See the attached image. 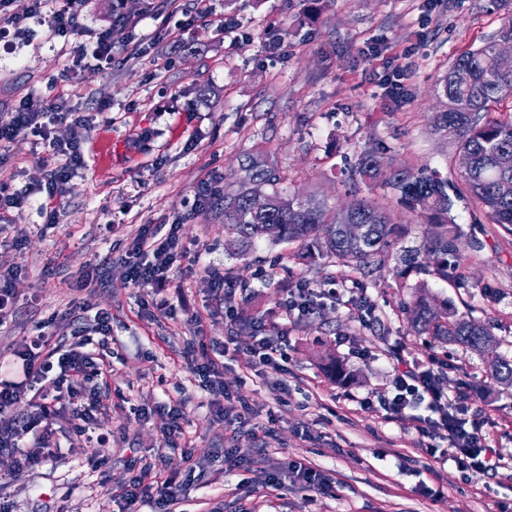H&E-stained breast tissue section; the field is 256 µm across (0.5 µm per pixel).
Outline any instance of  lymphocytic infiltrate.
Wrapping results in <instances>:
<instances>
[{"mask_svg": "<svg viewBox=\"0 0 512 512\" xmlns=\"http://www.w3.org/2000/svg\"><path fill=\"white\" fill-rule=\"evenodd\" d=\"M81 2L62 0L51 9L47 0H30L28 9L20 15L7 12L6 0H0V35L24 39L27 23L32 20L45 27L48 41L70 39L65 71L69 79L86 64L111 65L115 60L112 30L131 27L132 22L125 16H115L112 29L99 31L92 40L74 42ZM64 122L69 123L71 133L61 140L52 128ZM86 131V125L71 119L62 105L30 96L22 97L7 116H0V152L19 135L36 137L44 148L40 161L49 169V180L43 187L0 184L1 224L10 223L13 211L23 209L36 194L46 193L51 200L63 195L68 182L87 165ZM177 233L174 224L166 230L158 224L143 225L129 256L122 261L126 278L136 287L149 289L152 295H161L171 288L170 270L175 257L181 256L190 259L192 265H203L211 300L223 305L227 298L223 272L202 264L201 252L180 247ZM73 335V342L65 345L54 341L51 333L37 329L17 342L12 363L0 367V453L10 456L14 467L33 468L53 458L50 437L62 417L77 436L104 449L111 446V431L104 429L94 415L102 403L101 395L86 391L87 383L111 374L107 351L112 336L111 314L96 312L93 319L76 327ZM24 400L31 410L17 415L16 407ZM465 400L462 393L449 396L433 366L408 362L395 369L390 391L373 400L362 399L361 406L388 419L415 417L417 432L429 440L428 455L453 461L459 471L475 477L496 473L504 461L489 448L483 426L476 415L470 414ZM423 403L431 409V416H416V409ZM180 492L174 476L153 474L147 466L131 482L120 486L118 497L124 501L126 512H137V505L146 498H155L159 506L167 507L178 502Z\"/></svg>", "mask_w": 512, "mask_h": 512, "instance_id": "obj_1", "label": "lymphocytic infiltrate"}]
</instances>
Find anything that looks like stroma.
Wrapping results in <instances>:
<instances>
[{
  "instance_id": "obj_1",
  "label": "stroma",
  "mask_w": 512,
  "mask_h": 512,
  "mask_svg": "<svg viewBox=\"0 0 512 512\" xmlns=\"http://www.w3.org/2000/svg\"><path fill=\"white\" fill-rule=\"evenodd\" d=\"M195 14L181 42L169 40L161 17L166 0H122L136 20L115 30L112 67L85 68L75 81L62 73L67 57L43 27L0 48V113L20 98L59 97L88 123L90 162L68 184L54 220L41 215L46 194L16 212L21 252L0 249V261L19 263L12 319L0 328V358L49 323L62 335L82 304L112 315L110 397L100 420L112 430L109 456L58 430L56 459L36 468H0V512H120L113 489L144 466L175 473L180 512H512V385L496 382L482 355L413 335L400 304L419 282L432 302H451L459 314L489 322L498 354L512 359V233L494 224L471 199L452 216L458 276L443 281L406 267L407 237L376 255L367 277L317 255L296 258V245L255 243L247 253L224 233V218L197 205L200 184H234L248 154L265 153L286 174L289 193L342 207L357 196L347 174L372 149L393 164L458 176V138L435 131L441 109L438 81L454 58L483 46L512 16V0H180ZM232 18L240 28L221 31ZM280 35L286 53H269ZM412 63L408 97L385 99L383 83L396 66ZM15 187L42 184L46 171L30 138L21 136L0 160V180ZM117 223L114 233L105 224ZM146 224H176L184 243L223 271L234 285L232 305L251 318L280 322L283 287L298 280L316 289L349 288L375 308L371 327L331 301L289 325L285 370L251 371L247 349L256 332L232 325L211 305L203 269L172 276L181 292L168 306L126 278L120 260ZM95 280L83 291L87 271ZM201 322L190 321V309ZM224 385L231 394L215 414L199 377L179 353L190 343L220 347ZM372 351L353 358L350 347ZM399 346L410 361H440L449 393L472 383L488 443L507 463L490 477L464 480L454 463L423 453L412 421H388L358 401L389 386ZM183 402L186 421L178 449L166 443L167 417L137 420L144 406ZM299 461L328 474L325 494L292 485L266 487L267 474Z\"/></svg>"
}]
</instances>
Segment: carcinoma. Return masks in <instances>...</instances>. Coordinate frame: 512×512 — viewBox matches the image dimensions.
<instances>
[{
	"mask_svg": "<svg viewBox=\"0 0 512 512\" xmlns=\"http://www.w3.org/2000/svg\"><path fill=\"white\" fill-rule=\"evenodd\" d=\"M504 38H512V19L498 30L496 38L459 54L440 82L446 102L444 110L435 113V126L459 133L458 152L468 153L473 159V168L459 174L461 184L448 180L437 169L390 167L382 189L393 192L410 218L397 221L378 198L362 197L355 200L353 219L364 226V232L353 240L344 234L338 213L329 212L325 202L287 195L281 187L285 177L277 166L267 158L251 157L238 185L224 190L214 200V206L224 211V232L234 237L244 251L263 238L297 242L303 249L314 250L328 261L362 275L369 272L376 255L413 234L421 240V247L407 254V265L443 281L454 277L457 264L448 262V257L456 256L461 230L451 216L453 198L468 195L486 211L492 223L512 233V195L504 196L499 191L501 183H512V166L500 167L496 163L499 156L512 157V111L505 118L491 116L497 103L512 97V72L502 73L496 67L497 42ZM456 69L468 70L471 81L466 85L455 83ZM383 164V156L375 150L363 155L357 167L362 183H377V170ZM262 188L266 189L268 207L255 211L250 198ZM272 224L277 227L274 235L267 232ZM422 252L435 254L433 268L418 262ZM425 287L426 283H420L419 290L401 306L412 333L482 353L492 378L500 383L511 382L512 359L493 350L496 341L491 326L458 315L448 301L439 307L432 305Z\"/></svg>",
	"mask_w": 512,
	"mask_h": 512,
	"instance_id": "cac0c4a2",
	"label": "carcinoma"
}]
</instances>
